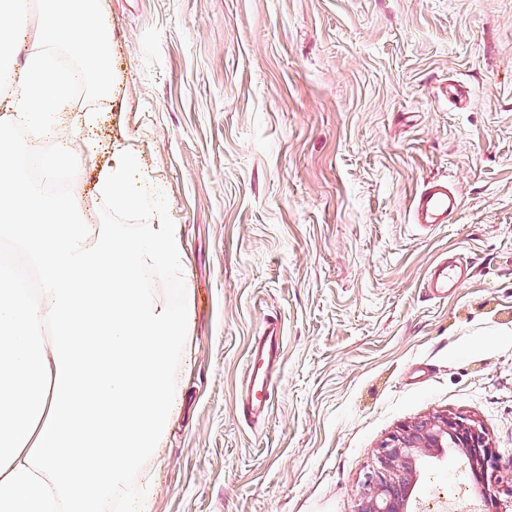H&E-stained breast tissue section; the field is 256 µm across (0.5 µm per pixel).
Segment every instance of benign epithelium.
<instances>
[{
    "instance_id": "benign-epithelium-1",
    "label": "benign epithelium",
    "mask_w": 512,
    "mask_h": 512,
    "mask_svg": "<svg viewBox=\"0 0 512 512\" xmlns=\"http://www.w3.org/2000/svg\"><path fill=\"white\" fill-rule=\"evenodd\" d=\"M450 444L467 456L476 472L485 474L497 466L488 437L474 420L434 414L403 426L381 444L377 463L363 483L360 512H408L417 463Z\"/></svg>"
}]
</instances>
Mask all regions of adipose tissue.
<instances>
[{"label":"adipose tissue","instance_id":"ef3b65f1","mask_svg":"<svg viewBox=\"0 0 512 512\" xmlns=\"http://www.w3.org/2000/svg\"><path fill=\"white\" fill-rule=\"evenodd\" d=\"M39 2L30 43V0H0V85L13 89L0 118V237L42 285L31 303L0 265V512H130L146 493L134 477L176 410L171 359L190 343L183 314L151 286L183 272L182 237L157 205L133 230L84 223L80 199H44L16 174L15 155L69 118L76 86L112 83L101 0ZM21 128L34 143L21 146ZM138 170L115 159L98 196L118 212L140 209L152 184L131 191Z\"/></svg>","mask_w":512,"mask_h":512}]
</instances>
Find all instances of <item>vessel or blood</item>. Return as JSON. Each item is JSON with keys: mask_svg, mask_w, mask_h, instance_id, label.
<instances>
[{"mask_svg": "<svg viewBox=\"0 0 512 512\" xmlns=\"http://www.w3.org/2000/svg\"><path fill=\"white\" fill-rule=\"evenodd\" d=\"M461 207L459 196L447 181L434 179L424 183L411 203L413 222L423 228L450 223ZM467 269L456 260L443 258L433 264L426 279L435 295L447 296L464 277ZM282 327L278 319H268L262 336L255 338L248 354V371L238 396V411L244 420H252L267 410L273 396L277 371L283 361Z\"/></svg>", "mask_w": 512, "mask_h": 512, "instance_id": "b4317fda", "label": "vessel or blood"}]
</instances>
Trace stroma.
<instances>
[{"label": "stroma", "instance_id": "35a3bbf8", "mask_svg": "<svg viewBox=\"0 0 512 512\" xmlns=\"http://www.w3.org/2000/svg\"><path fill=\"white\" fill-rule=\"evenodd\" d=\"M103 8L112 85L81 91L98 155L72 191L90 223H142L95 194L129 152L186 257L162 286L191 338L180 405L137 512H358L380 444L434 413L476 421L498 467L475 485L463 453L427 459L412 512L512 502V0ZM432 179L462 204L423 230L410 206ZM447 255L469 277L437 299ZM272 317L283 364L247 422L238 389Z\"/></svg>", "mask_w": 512, "mask_h": 512}]
</instances>
